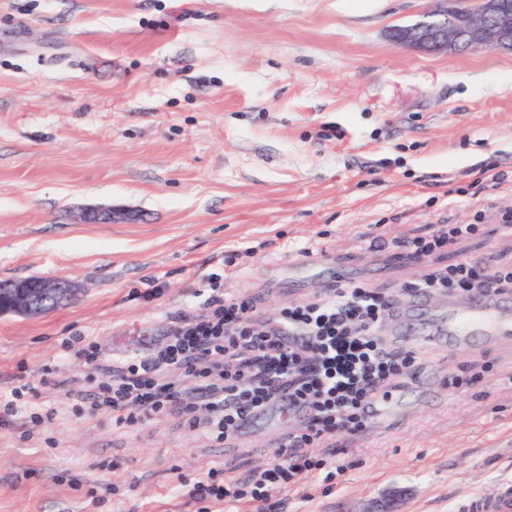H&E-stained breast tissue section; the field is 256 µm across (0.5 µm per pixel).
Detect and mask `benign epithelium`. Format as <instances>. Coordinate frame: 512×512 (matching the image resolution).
<instances>
[{"instance_id": "obj_1", "label": "benign epithelium", "mask_w": 512, "mask_h": 512, "mask_svg": "<svg viewBox=\"0 0 512 512\" xmlns=\"http://www.w3.org/2000/svg\"><path fill=\"white\" fill-rule=\"evenodd\" d=\"M398 43L419 51L457 52L467 49H506L512 46V7L504 0H436L413 25L398 32ZM87 223L112 221V209L86 210ZM76 285L63 279H23L0 283V315L37 316L61 307L76 294Z\"/></svg>"}]
</instances>
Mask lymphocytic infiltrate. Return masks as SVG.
Segmentation results:
<instances>
[{"mask_svg": "<svg viewBox=\"0 0 512 512\" xmlns=\"http://www.w3.org/2000/svg\"><path fill=\"white\" fill-rule=\"evenodd\" d=\"M512 289V267L486 271L467 261L443 274L415 282L418 290L465 293L484 283ZM208 315L170 333L160 358L132 356L104 403L115 424L135 422L160 410L195 415L206 412L204 431L216 441L234 437L253 412L278 400L306 409L307 426L278 448L276 460L252 481L228 482L223 468L209 471L187 492L188 498L222 502H267L301 476L318 472L335 477V461L307 455L309 447L341 429H366V410L390 376L414 365L410 353L383 346L377 337L389 298L359 283L333 289L323 300L288 309L263 328L252 325L253 306L244 298L226 300L213 292ZM190 378L202 391L201 407L184 404L181 383Z\"/></svg>", "mask_w": 512, "mask_h": 512, "instance_id": "obj_1", "label": "lymphocytic infiltrate"}]
</instances>
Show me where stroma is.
<instances>
[{"label": "stroma", "mask_w": 512, "mask_h": 512, "mask_svg": "<svg viewBox=\"0 0 512 512\" xmlns=\"http://www.w3.org/2000/svg\"><path fill=\"white\" fill-rule=\"evenodd\" d=\"M433 5L0 0V280L79 288L0 316V398L23 406L0 425V512H257L185 486L268 467V422L224 444L180 413L120 428L101 405L128 356L203 313L212 276L260 324L338 269L400 303L431 268L512 265V52L391 39ZM490 161L499 182L481 177ZM92 207L113 221L83 222ZM477 221L430 256L395 246ZM413 353L387 385L405 419L336 433L316 452L343 473L264 512H452L512 475V341ZM44 407L55 418L36 424Z\"/></svg>", "instance_id": "obj_1"}]
</instances>
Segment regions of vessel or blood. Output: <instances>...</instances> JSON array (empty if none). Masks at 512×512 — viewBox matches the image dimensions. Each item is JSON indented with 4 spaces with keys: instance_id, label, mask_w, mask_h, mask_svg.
Returning <instances> with one entry per match:
<instances>
[{
    "instance_id": "vessel-or-blood-1",
    "label": "vessel or blood",
    "mask_w": 512,
    "mask_h": 512,
    "mask_svg": "<svg viewBox=\"0 0 512 512\" xmlns=\"http://www.w3.org/2000/svg\"><path fill=\"white\" fill-rule=\"evenodd\" d=\"M433 333L452 340L512 337V293L475 289L463 298H450L448 317ZM453 512H512V477L456 500Z\"/></svg>"
}]
</instances>
